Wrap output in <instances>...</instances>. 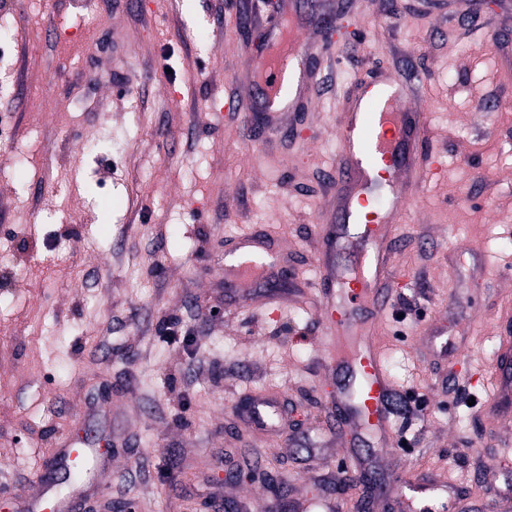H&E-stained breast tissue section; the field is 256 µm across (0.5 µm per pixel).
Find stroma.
<instances>
[{"label":"stroma","mask_w":512,"mask_h":512,"mask_svg":"<svg viewBox=\"0 0 512 512\" xmlns=\"http://www.w3.org/2000/svg\"><path fill=\"white\" fill-rule=\"evenodd\" d=\"M298 7L329 18L300 29L323 66L307 109L270 119L248 86L277 0H0V512L59 482L64 437L112 451L81 512H276L291 494L366 512L364 484L315 481L321 443L333 467L375 455V478L427 473L475 502L512 481L487 413L512 321V0ZM375 70L426 113L441 162L389 232L399 282L375 341L394 391L429 404L384 446L323 431L336 378L312 288L336 118ZM246 235L281 262L230 298L224 257ZM256 396L282 435L239 422Z\"/></svg>","instance_id":"obj_1"}]
</instances>
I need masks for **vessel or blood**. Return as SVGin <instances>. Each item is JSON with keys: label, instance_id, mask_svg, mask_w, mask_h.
Wrapping results in <instances>:
<instances>
[{"label": "vessel or blood", "instance_id": "vessel-or-blood-1", "mask_svg": "<svg viewBox=\"0 0 512 512\" xmlns=\"http://www.w3.org/2000/svg\"><path fill=\"white\" fill-rule=\"evenodd\" d=\"M278 37L263 56L256 59L257 103L275 110L276 100L287 96L289 106L298 97L292 83L315 79L318 60L300 68L297 78H290L289 64L306 53L307 47L294 25L291 7H284L271 23ZM388 76L377 75L369 83L355 84L348 107L338 116L336 138L340 161L336 166L333 198L336 202L335 224L316 227V237L324 248L342 244L336 224L358 227L361 244V271L348 275L324 269L317 284L319 307L326 335L367 331L377 311L388 301L387 286L393 281L392 248L388 227L400 223L404 204L438 164L428 148V122L425 113L407 108L398 94L392 93ZM234 272L265 270L271 253L263 243L246 240L237 250ZM495 368L501 381L491 410L499 428L512 423V335L498 341ZM330 371L340 379L332 399L336 425L351 429L369 428L383 434L394 414L392 387L381 358L373 345L363 344L343 352L331 361ZM435 488L431 479L409 480L399 496L388 497L389 512H414L425 503ZM20 512H70L68 498L58 497L53 488H42L22 500Z\"/></svg>", "mask_w": 512, "mask_h": 512}]
</instances>
